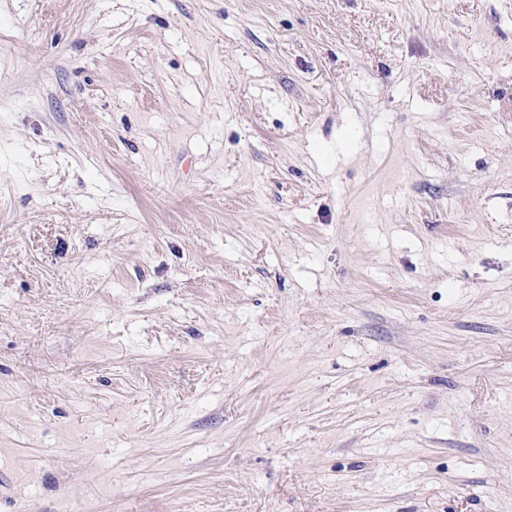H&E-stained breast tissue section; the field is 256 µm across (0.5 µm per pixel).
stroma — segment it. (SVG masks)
Here are the masks:
<instances>
[{
	"label": "stroma",
	"mask_w": 512,
	"mask_h": 512,
	"mask_svg": "<svg viewBox=\"0 0 512 512\" xmlns=\"http://www.w3.org/2000/svg\"><path fill=\"white\" fill-rule=\"evenodd\" d=\"M512 512V0H0V512Z\"/></svg>",
	"instance_id": "obj_1"
}]
</instances>
